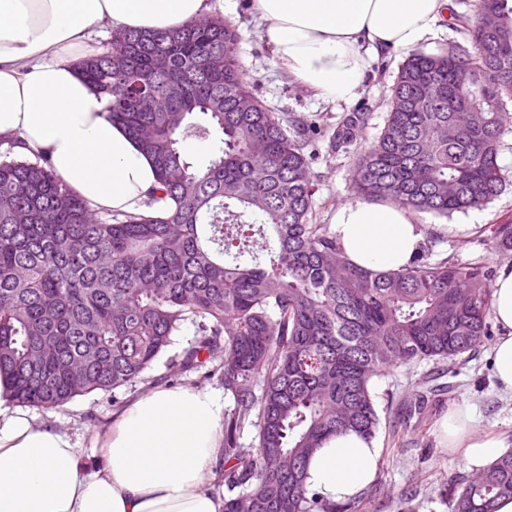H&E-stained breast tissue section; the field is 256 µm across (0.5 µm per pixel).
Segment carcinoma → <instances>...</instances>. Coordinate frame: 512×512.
<instances>
[{
	"instance_id": "carcinoma-1",
	"label": "carcinoma",
	"mask_w": 512,
	"mask_h": 512,
	"mask_svg": "<svg viewBox=\"0 0 512 512\" xmlns=\"http://www.w3.org/2000/svg\"><path fill=\"white\" fill-rule=\"evenodd\" d=\"M491 17L495 30L481 26ZM457 43L409 53L380 134L355 156L353 196L450 217L490 203L512 125V0L456 13ZM107 112L153 161L147 210L96 211L42 157L0 154V388L18 406L58 409L143 381L186 322L182 368L223 361L224 512H356L307 488L323 440L373 438L371 385L388 367L438 359L453 371L489 335L492 271L421 253L397 271L351 264L316 193L307 121L280 120L245 79L235 25L211 16L115 31L78 62ZM248 104L239 111L240 103ZM364 112L329 136L337 154ZM216 145L200 167L185 142ZM170 200L174 207H156ZM512 251V219L489 227ZM255 430L256 453L239 443ZM512 494V450L451 494L452 512H495Z\"/></svg>"
}]
</instances>
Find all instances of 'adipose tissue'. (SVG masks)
<instances>
[{"label":"adipose tissue","instance_id":"adipose-tissue-1","mask_svg":"<svg viewBox=\"0 0 512 512\" xmlns=\"http://www.w3.org/2000/svg\"><path fill=\"white\" fill-rule=\"evenodd\" d=\"M451 0H252L272 58L331 103L353 101L374 56L408 52L435 34ZM211 0H0V145L48 159L97 210L139 212L159 182L150 158L113 124L107 100L78 74L96 54L91 31L163 30L212 13ZM331 231L354 265L404 268L422 251L423 225L390 202L340 204ZM502 332L493 348L499 388L512 394V266L493 283ZM443 447L482 470L503 454L495 430L476 431L472 407L454 405L438 424ZM224 426L211 391L155 386L113 414L94 441V465L66 433L0 405V512H224ZM376 440L346 431L312 454L309 490L332 502L357 497L377 474Z\"/></svg>","mask_w":512,"mask_h":512}]
</instances>
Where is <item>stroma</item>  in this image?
<instances>
[{"mask_svg": "<svg viewBox=\"0 0 512 512\" xmlns=\"http://www.w3.org/2000/svg\"><path fill=\"white\" fill-rule=\"evenodd\" d=\"M214 12L235 25L241 34L240 52L245 78L254 93L280 118H300L316 124L318 137L314 147L318 158L312 165L316 176L314 221L330 223L337 205L350 197L348 182L351 157H331L325 151V140L337 122L355 105L369 112L366 128L357 140L365 145L381 132L387 112L390 88L405 55L389 52L378 56L372 64L363 89L353 104H333L317 98L281 67L277 66L253 19L249 0H213ZM498 163L507 184L486 207L451 218L456 228L443 236L432 248L433 259H450L457 263L481 261L498 268L512 265V255H504L489 239L490 225L512 219V131L503 136ZM500 332L491 325L475 355L448 370L445 362L421 360L384 370L373 381L372 392L381 423L375 435L381 450L377 463L376 492H362L360 512H450L444 488L460 486L471 478L472 470L458 454L442 448L436 437L437 423L450 404L468 402L478 429H494L512 442V396L501 393L493 375L492 347ZM193 326H185L171 344L144 373L142 383L116 394L92 393L76 398L62 409L35 411L38 421L65 432L77 442L86 462H93L91 440L114 413V401L129 402L153 385L193 386L213 392L219 398L222 413H229L234 403L224 393L219 376L203 378L194 371H182L180 361L194 338ZM426 396L424 412L407 417L401 410L405 399Z\"/></svg>", "mask_w": 512, "mask_h": 512, "instance_id": "obj_1", "label": "stroma"}]
</instances>
